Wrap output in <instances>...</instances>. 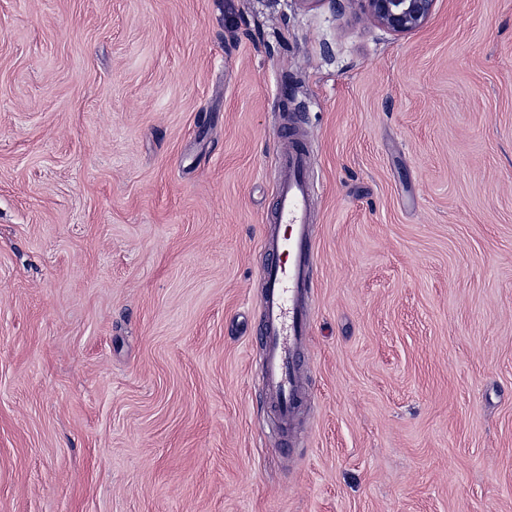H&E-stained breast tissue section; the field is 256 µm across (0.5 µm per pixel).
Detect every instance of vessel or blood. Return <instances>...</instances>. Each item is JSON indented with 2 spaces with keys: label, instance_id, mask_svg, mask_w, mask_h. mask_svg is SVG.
I'll list each match as a JSON object with an SVG mask.
<instances>
[{
  "label": "vessel or blood",
  "instance_id": "b4317fda",
  "mask_svg": "<svg viewBox=\"0 0 512 512\" xmlns=\"http://www.w3.org/2000/svg\"><path fill=\"white\" fill-rule=\"evenodd\" d=\"M276 208L265 246L261 334L265 345L262 374L282 428H289L305 399L298 353L312 332L311 294L316 267L311 214L317 194L308 143L296 129L280 133Z\"/></svg>",
  "mask_w": 512,
  "mask_h": 512
}]
</instances>
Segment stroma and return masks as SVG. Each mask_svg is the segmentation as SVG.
Returning a JSON list of instances; mask_svg holds the SVG:
<instances>
[{"mask_svg": "<svg viewBox=\"0 0 512 512\" xmlns=\"http://www.w3.org/2000/svg\"><path fill=\"white\" fill-rule=\"evenodd\" d=\"M296 120L306 393L261 383ZM0 512H512V0H0ZM364 3L370 19L388 31L403 35L422 28L431 18L436 0H356Z\"/></svg>", "mask_w": 512, "mask_h": 512, "instance_id": "obj_1", "label": "stroma"}]
</instances>
